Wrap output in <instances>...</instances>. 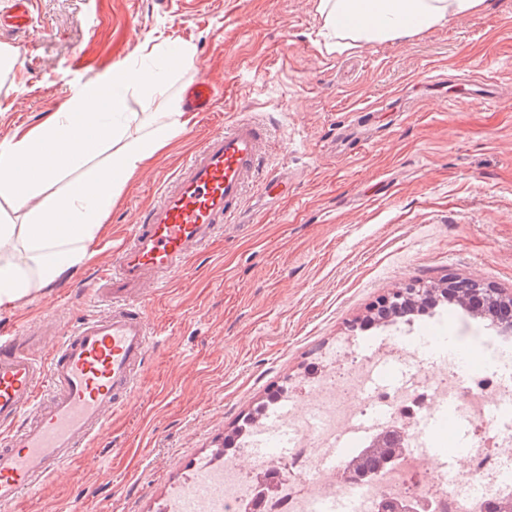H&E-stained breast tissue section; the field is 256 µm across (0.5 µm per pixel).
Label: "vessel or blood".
Masks as SVG:
<instances>
[{"label": "vessel or blood", "mask_w": 512, "mask_h": 512, "mask_svg": "<svg viewBox=\"0 0 512 512\" xmlns=\"http://www.w3.org/2000/svg\"><path fill=\"white\" fill-rule=\"evenodd\" d=\"M31 7L15 0L12 30L28 31ZM218 95L203 77L184 103L209 112ZM269 144L270 126L256 117L208 134L100 271L90 294L107 303L106 313L66 324L48 349L32 336H0V507L70 463L135 393L158 340L145 283L183 273L218 229L235 222L249 187L287 194V177L261 172Z\"/></svg>", "instance_id": "obj_1"}]
</instances>
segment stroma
<instances>
[{"label": "stroma", "instance_id": "35a3bbf8", "mask_svg": "<svg viewBox=\"0 0 512 512\" xmlns=\"http://www.w3.org/2000/svg\"><path fill=\"white\" fill-rule=\"evenodd\" d=\"M32 42L0 78V139L58 111L73 85L159 45L190 44L182 85H222L213 111L123 189L94 259L0 310V331L58 336L100 313L81 296L179 165L243 110L270 118L267 168L236 224L149 289L160 334L134 398L17 512H160L196 462L279 386L296 407L312 365L361 337L394 289L448 277L512 292V0L420 35L327 50L314 0H33ZM494 75L493 97L468 81ZM369 107L367 126L352 113ZM457 349L489 336L467 314L416 321Z\"/></svg>", "mask_w": 512, "mask_h": 512}]
</instances>
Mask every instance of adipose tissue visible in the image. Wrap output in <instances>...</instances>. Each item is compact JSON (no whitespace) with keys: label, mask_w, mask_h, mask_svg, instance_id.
I'll return each instance as SVG.
<instances>
[{"label":"adipose tissue","mask_w":512,"mask_h":512,"mask_svg":"<svg viewBox=\"0 0 512 512\" xmlns=\"http://www.w3.org/2000/svg\"><path fill=\"white\" fill-rule=\"evenodd\" d=\"M321 28L343 48L393 42L475 14L486 0H314ZM192 46H163L120 64L124 77L89 80L39 123L0 140V309L17 307L90 262L127 182L191 125L173 87ZM158 101L152 121L126 109L129 93Z\"/></svg>","instance_id":"1"}]
</instances>
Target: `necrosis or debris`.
Instances as JSON below:
<instances>
[{"instance_id": "4bbe7bcc", "label": "necrosis or debris", "mask_w": 512, "mask_h": 512, "mask_svg": "<svg viewBox=\"0 0 512 512\" xmlns=\"http://www.w3.org/2000/svg\"><path fill=\"white\" fill-rule=\"evenodd\" d=\"M511 343L499 335L475 344L474 364L464 374L453 364L431 368L430 358L401 337L396 324H388L370 345L349 349L341 358L328 352L338 367L311 380L316 399L302 411L279 408L272 421H261L246 436L247 465L225 457L209 466L205 497H197L192 487L180 496L196 498L197 512H252L256 505L263 512H317L339 499L350 503V512H372L376 500L397 495L430 512H488L495 498L512 495V379L497 369ZM382 355L407 365L403 381L375 384ZM447 411L473 428L463 451L474 466L453 484L447 462L432 469L421 465L429 452V421ZM374 412L382 427L403 429L408 450L371 482H345L344 433L356 416ZM275 427L292 433L290 453L267 450ZM269 477L277 479L278 488L266 496L261 483Z\"/></svg>"}]
</instances>
